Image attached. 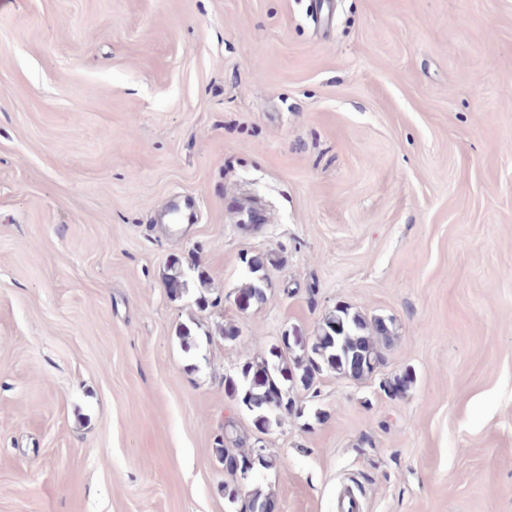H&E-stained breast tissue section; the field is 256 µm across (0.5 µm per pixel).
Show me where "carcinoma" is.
<instances>
[{
    "label": "carcinoma",
    "mask_w": 512,
    "mask_h": 512,
    "mask_svg": "<svg viewBox=\"0 0 512 512\" xmlns=\"http://www.w3.org/2000/svg\"><path fill=\"white\" fill-rule=\"evenodd\" d=\"M247 281L235 296L237 307L246 311L266 297L264 261L257 256L246 259ZM294 350L286 352L272 343L268 349L247 359L236 371L224 377L226 395L248 411L259 429L280 423V417L299 415L295 391L309 390L324 371L344 377L361 379L373 374L383 362L382 346L390 339V329L384 319H367L358 312L340 306L323 322L317 334L307 337L299 331L289 333ZM274 364L276 373L269 376L265 368ZM413 383V374L406 372L384 383L389 394L399 395ZM255 448H218L216 455L224 461V471L230 480L224 482V495L237 506L236 512H264L273 501L258 489L244 490L245 481L260 470L276 466L277 456L266 451L253 471L241 475L238 465L249 460Z\"/></svg>",
    "instance_id": "cac0c4a2"
}]
</instances>
